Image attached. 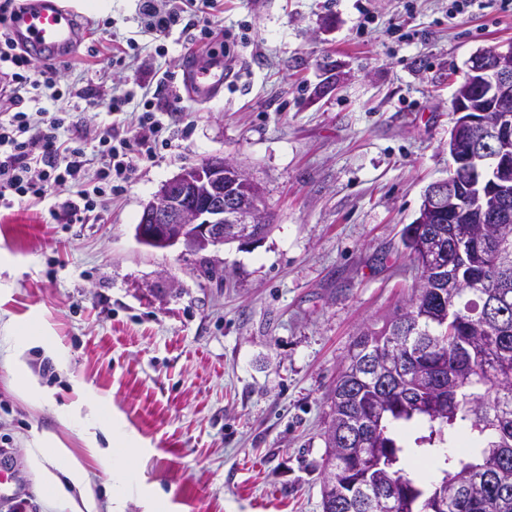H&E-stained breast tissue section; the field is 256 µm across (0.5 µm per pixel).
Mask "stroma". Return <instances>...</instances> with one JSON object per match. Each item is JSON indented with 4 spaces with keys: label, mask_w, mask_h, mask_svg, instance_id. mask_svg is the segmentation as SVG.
<instances>
[{
    "label": "stroma",
    "mask_w": 512,
    "mask_h": 512,
    "mask_svg": "<svg viewBox=\"0 0 512 512\" xmlns=\"http://www.w3.org/2000/svg\"><path fill=\"white\" fill-rule=\"evenodd\" d=\"M87 56L58 87L139 93L192 52L180 31L142 36L137 0H63ZM224 0L237 43L216 98L155 110L170 144L98 216L56 223L48 204L0 209V496L37 494L44 439L95 472L88 493L123 512H322L328 389L359 331L381 325L417 271L402 244L425 189L447 178L451 110L474 54L512 41V4L473 0ZM365 26H358L360 14ZM220 157L263 191L264 238L190 253L140 244L161 185ZM220 279H207V268ZM122 456L97 470L90 447Z\"/></svg>",
    "instance_id": "35a3bbf8"
}]
</instances>
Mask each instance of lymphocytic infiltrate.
<instances>
[{"instance_id":"f902f5d3","label":"lymphocytic infiltrate","mask_w":512,"mask_h":512,"mask_svg":"<svg viewBox=\"0 0 512 512\" xmlns=\"http://www.w3.org/2000/svg\"><path fill=\"white\" fill-rule=\"evenodd\" d=\"M139 2L147 34L165 38L181 27L194 52L204 57L223 42L224 31L211 18L218 0H181L169 8L159 0ZM20 6L21 0H0V208L49 200L54 220L69 224L111 201L115 184L129 183L139 162L167 144L166 127L156 119L155 96L148 91L142 94L135 134L111 123L80 127L62 111L26 110L31 92L44 88L52 100H60L55 90L60 69L53 61L33 67L29 52L13 38L8 17ZM90 139L97 143L91 154L86 151ZM64 185L74 187V197L53 201L55 189Z\"/></svg>"}]
</instances>
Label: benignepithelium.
<instances>
[{"label": "benign epithelium", "instance_id": "benign-epithelium-1", "mask_svg": "<svg viewBox=\"0 0 512 512\" xmlns=\"http://www.w3.org/2000/svg\"><path fill=\"white\" fill-rule=\"evenodd\" d=\"M469 79L488 89V96L495 100L481 109L468 97L458 96V119L448 139V152L457 165L470 172L482 171L490 160L493 169L472 185L473 202H465L448 216L455 224V239L463 242L470 238L463 225L469 223L473 212L496 224L512 221V104L494 96L498 89L512 84V45L497 48L490 58L476 56ZM227 184L232 189L244 188L253 181L240 166L222 158L184 169L163 183L144 206L143 220L135 228L138 241L156 249L180 245L199 253L226 242L262 237L268 226L257 212L260 202L245 206L236 195H225ZM455 194V185L442 179L428 186L424 199L434 211L435 204L446 197L453 200Z\"/></svg>", "mask_w": 512, "mask_h": 512}]
</instances>
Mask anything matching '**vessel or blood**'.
Returning a JSON list of instances; mask_svg holds the SVG:
<instances>
[{
	"instance_id": "1",
	"label": "vessel or blood",
	"mask_w": 512,
	"mask_h": 512,
	"mask_svg": "<svg viewBox=\"0 0 512 512\" xmlns=\"http://www.w3.org/2000/svg\"><path fill=\"white\" fill-rule=\"evenodd\" d=\"M19 43L50 59H63L80 41L71 9L59 0H26L24 8L8 19ZM224 88V59L215 57L206 64H185L183 90L194 101L217 96Z\"/></svg>"
}]
</instances>
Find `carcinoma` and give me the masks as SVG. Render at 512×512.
<instances>
[{"label":"carcinoma","instance_id":"obj_1","mask_svg":"<svg viewBox=\"0 0 512 512\" xmlns=\"http://www.w3.org/2000/svg\"><path fill=\"white\" fill-rule=\"evenodd\" d=\"M424 230L444 234L436 266L460 260L450 224ZM473 233L494 239L466 252L482 287L423 274L381 328L354 340L327 396L322 512H371L380 491L395 512H512V223ZM405 317L413 328L392 335ZM388 356L403 373L383 389Z\"/></svg>","mask_w":512,"mask_h":512}]
</instances>
